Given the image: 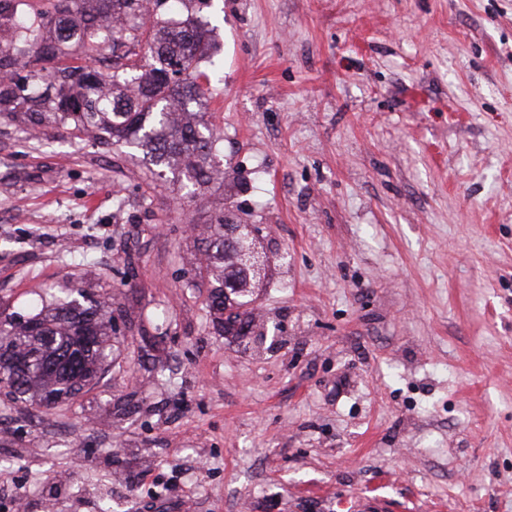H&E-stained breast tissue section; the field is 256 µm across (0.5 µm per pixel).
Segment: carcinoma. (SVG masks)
<instances>
[{
    "mask_svg": "<svg viewBox=\"0 0 512 512\" xmlns=\"http://www.w3.org/2000/svg\"><path fill=\"white\" fill-rule=\"evenodd\" d=\"M168 2L153 0L149 7L146 0H47L35 9L27 0H0V18L10 13L13 29L11 44L0 45V114L26 129L52 120L92 131L102 145H133L153 165L179 171L195 188L215 181L219 139L203 113L190 107L201 104L210 85L192 48L198 20L189 16L182 26L170 27L162 11ZM73 13L98 26V40L82 43L89 60L103 47L112 48L103 67L84 63L47 72L29 63L25 74L15 73L21 53L15 44L33 49L37 62L69 50L65 21ZM49 17L59 27L46 36ZM201 235L207 248L195 277L209 286L214 321L226 336L254 333L246 305L255 279L240 258L253 239L222 214ZM28 309L0 313V387L41 413L105 373L112 303L78 289L74 297Z\"/></svg>",
    "mask_w": 512,
    "mask_h": 512,
    "instance_id": "obj_1",
    "label": "carcinoma"
}]
</instances>
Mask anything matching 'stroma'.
<instances>
[{
	"instance_id": "1",
	"label": "stroma",
	"mask_w": 512,
	"mask_h": 512,
	"mask_svg": "<svg viewBox=\"0 0 512 512\" xmlns=\"http://www.w3.org/2000/svg\"><path fill=\"white\" fill-rule=\"evenodd\" d=\"M191 7L208 189L0 115V312L113 324L74 398L0 394V512H512V0ZM222 211L262 229V344L191 285Z\"/></svg>"
}]
</instances>
